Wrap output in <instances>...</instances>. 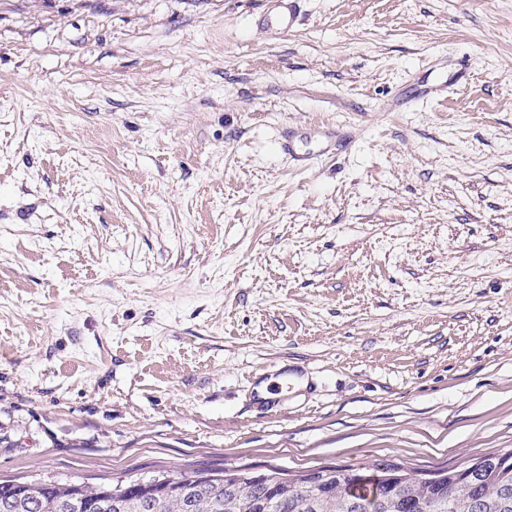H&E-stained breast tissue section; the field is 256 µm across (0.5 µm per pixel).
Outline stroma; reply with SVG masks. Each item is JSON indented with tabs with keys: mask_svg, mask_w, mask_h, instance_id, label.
<instances>
[{
	"mask_svg": "<svg viewBox=\"0 0 512 512\" xmlns=\"http://www.w3.org/2000/svg\"><path fill=\"white\" fill-rule=\"evenodd\" d=\"M273 6L0 0V479L512 450V0ZM297 0H279L280 9L273 15L264 18L263 24L270 30L280 33L288 32L291 29L297 14Z\"/></svg>",
	"mask_w": 512,
	"mask_h": 512,
	"instance_id": "1",
	"label": "stroma"
}]
</instances>
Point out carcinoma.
<instances>
[{
  "instance_id": "carcinoma-1",
  "label": "carcinoma",
  "mask_w": 512,
  "mask_h": 512,
  "mask_svg": "<svg viewBox=\"0 0 512 512\" xmlns=\"http://www.w3.org/2000/svg\"><path fill=\"white\" fill-rule=\"evenodd\" d=\"M512 467V451L489 453L475 462L438 471L429 477L401 465H374L369 484L386 509L374 503L355 512H512V493L503 485ZM323 495L313 499L298 485L309 473L290 476L272 468L265 475L275 483L269 491L250 481L252 471H201L193 475L160 472L148 479L87 485L83 482L0 480V512H349L347 486L359 469L323 467Z\"/></svg>"
}]
</instances>
